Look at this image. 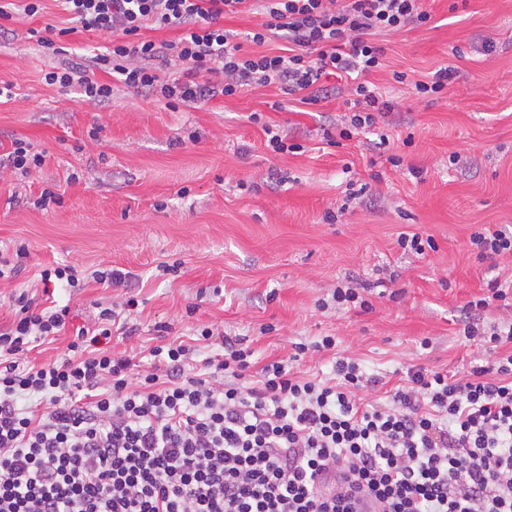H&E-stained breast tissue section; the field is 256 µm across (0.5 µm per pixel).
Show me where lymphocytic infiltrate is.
I'll list each match as a JSON object with an SVG mask.
<instances>
[{"label": "lymphocytic infiltrate", "mask_w": 512, "mask_h": 512, "mask_svg": "<svg viewBox=\"0 0 512 512\" xmlns=\"http://www.w3.org/2000/svg\"><path fill=\"white\" fill-rule=\"evenodd\" d=\"M83 29L111 34L89 66L45 74L109 102L112 74L168 106H193L271 85L316 102L321 78L350 81L338 130L352 138L384 123L395 104L370 82L384 67L377 32L427 22L422 0H63ZM265 15L247 41H288L283 54L249 53L225 15ZM177 30L171 41L148 33ZM469 301L466 340L497 356L456 377L413 367L387 402L364 401L377 385L338 356L333 375L301 377L287 359L254 367L240 338L195 364L196 348L172 341L142 365L104 349L122 311L103 308L61 360H29L30 343L55 342L69 309L14 296L0 325V512H512V322L478 313L508 295Z\"/></svg>", "instance_id": "obj_1"}]
</instances>
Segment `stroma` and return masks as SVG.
Segmentation results:
<instances>
[{"label":"stroma","mask_w":512,"mask_h":512,"mask_svg":"<svg viewBox=\"0 0 512 512\" xmlns=\"http://www.w3.org/2000/svg\"><path fill=\"white\" fill-rule=\"evenodd\" d=\"M424 8L428 22L373 37L385 68L370 80L396 104L389 144L367 131L336 146L327 137L348 95L333 77L314 104L272 85L172 108L116 82L110 102L91 105L44 76L104 51L110 35L77 27L60 0H42L32 17L12 0L0 22V86L12 92L0 99V159L22 139L44 162L24 176L0 167V251L29 246L20 273L0 280V324L11 319L13 294L41 295L42 269L72 264L129 278L114 288L57 287L69 322L30 359L60 357L77 327L129 296L139 302L127 319L135 333L111 344L143 362L163 323L171 340L214 330L200 361L220 352L226 334L245 338L260 365L332 336L335 354L378 378L365 399L381 401L410 366L461 376L492 359L457 330L489 280L512 283V256L482 260L470 244L481 228L512 226V0H424ZM49 26L67 31L50 48L40 42ZM485 38L492 52L481 51ZM442 66L456 75L431 102L392 78L425 80ZM268 126L299 151L268 149ZM455 152L463 161L449 164ZM46 189L60 203L38 207ZM356 189L359 199L349 200ZM414 232L433 241L423 254L398 244ZM162 264L179 271L160 276ZM341 282L362 288L370 309L331 304Z\"/></svg>","instance_id":"obj_1"}]
</instances>
